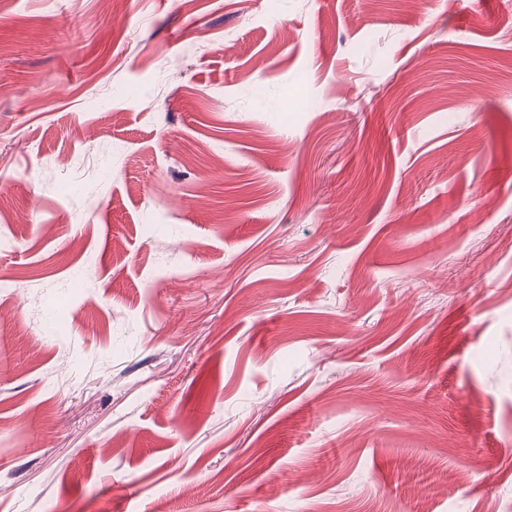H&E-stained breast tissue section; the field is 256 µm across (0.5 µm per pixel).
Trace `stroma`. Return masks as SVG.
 Listing matches in <instances>:
<instances>
[{
  "instance_id": "stroma-1",
  "label": "stroma",
  "mask_w": 512,
  "mask_h": 512,
  "mask_svg": "<svg viewBox=\"0 0 512 512\" xmlns=\"http://www.w3.org/2000/svg\"><path fill=\"white\" fill-rule=\"evenodd\" d=\"M0 512H512V0H0Z\"/></svg>"
}]
</instances>
